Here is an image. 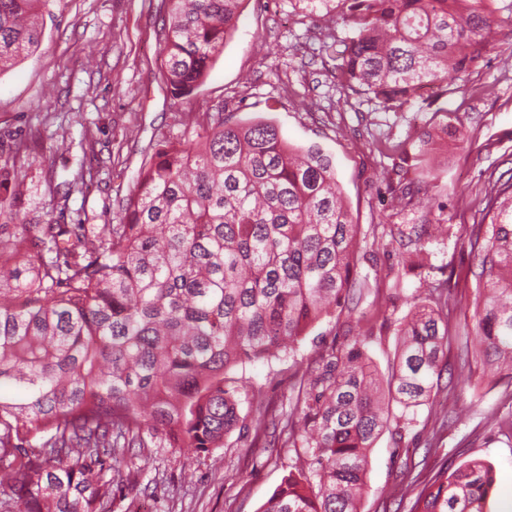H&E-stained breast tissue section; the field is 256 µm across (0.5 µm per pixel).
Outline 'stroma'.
I'll return each instance as SVG.
<instances>
[{"instance_id": "1", "label": "stroma", "mask_w": 512, "mask_h": 512, "mask_svg": "<svg viewBox=\"0 0 512 512\" xmlns=\"http://www.w3.org/2000/svg\"><path fill=\"white\" fill-rule=\"evenodd\" d=\"M165 15L160 0H65L45 17L40 48L0 73V166L17 142L30 143L0 182L8 202L0 224L118 223L156 141L198 128L219 105L231 120L271 121L289 143L317 145L332 157L369 253L360 272L370 288L317 323L294 353L234 370L253 395L241 406L250 423L244 437L212 454L150 439L128 481L115 488L112 512L132 504L139 512H259L297 461L282 426L305 392L306 368L323 350L360 334L374 363L386 369L396 323L413 296L434 287L449 292L448 371L431 404L411 412L402 441L386 433L372 449L360 510L410 512L438 470L481 458L496 475L485 512H512V431L497 424L512 417V380L480 362L467 370L459 364L464 351L479 347L471 286L477 258L469 237L486 190L512 175V21L495 26L484 61L466 75H448L439 103L457 111L463 136L436 141L426 179L378 140L416 135L442 123V115L422 98L407 112H382L355 95L341 101L314 57V33L335 22L310 14L304 0H244L223 53L181 101L159 76ZM485 84L494 85V95H478ZM304 95L317 100V110L297 107ZM87 158L91 181L73 184ZM403 185L418 197L401 199ZM393 224H444L448 235L428 243L427 265L401 268L397 278Z\"/></svg>"}]
</instances>
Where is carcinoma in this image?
Returning <instances> with one entry per match:
<instances>
[{"label": "carcinoma", "instance_id": "1", "mask_svg": "<svg viewBox=\"0 0 512 512\" xmlns=\"http://www.w3.org/2000/svg\"><path fill=\"white\" fill-rule=\"evenodd\" d=\"M244 0H165L160 76L190 97L224 50ZM345 36L322 41L344 91L406 112L424 86L462 75L489 50L512 0H304ZM64 0H0V70L39 46V22ZM433 135L391 146L430 163ZM475 237L474 359L512 372V178L483 198ZM429 224L389 227L401 264L427 257ZM0 484L4 512H107L121 464L145 431L211 453L248 429L250 395L231 373L291 351L365 287L366 252L332 160L296 148L265 120L217 109L192 135L156 143L119 224H1ZM387 373L357 335L309 370L286 428L307 468L289 472L261 512H358L369 454L433 399L448 365V300L412 298ZM317 481H312L311 477ZM495 482L475 459L436 473L411 512H484Z\"/></svg>", "mask_w": 512, "mask_h": 512}]
</instances>
